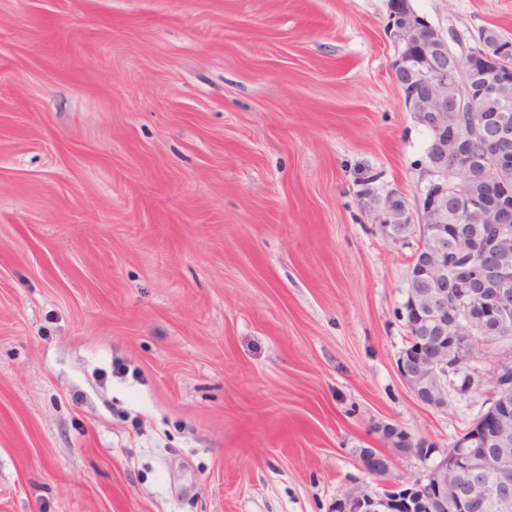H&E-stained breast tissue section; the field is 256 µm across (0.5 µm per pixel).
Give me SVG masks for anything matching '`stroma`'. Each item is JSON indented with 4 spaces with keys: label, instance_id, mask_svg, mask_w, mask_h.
Masks as SVG:
<instances>
[{
    "label": "stroma",
    "instance_id": "stroma-1",
    "mask_svg": "<svg viewBox=\"0 0 512 512\" xmlns=\"http://www.w3.org/2000/svg\"><path fill=\"white\" fill-rule=\"evenodd\" d=\"M512 38V0H410ZM387 0H0V512H331L490 406L397 370L428 133ZM369 198V207L384 233L394 240L403 238L415 219V213L408 207L405 198L397 192L385 198Z\"/></svg>",
    "mask_w": 512,
    "mask_h": 512
}]
</instances>
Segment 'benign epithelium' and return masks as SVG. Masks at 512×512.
Returning a JSON list of instances; mask_svg holds the SVG:
<instances>
[{
	"label": "benign epithelium",
	"mask_w": 512,
	"mask_h": 512,
	"mask_svg": "<svg viewBox=\"0 0 512 512\" xmlns=\"http://www.w3.org/2000/svg\"><path fill=\"white\" fill-rule=\"evenodd\" d=\"M387 29L396 51L392 76L408 111L433 133L425 176L416 187V210L392 192L369 207L386 235L403 238L415 218L429 241L415 256L405 303L408 341L398 371L414 396L434 409L448 407V379L463 376L466 394L476 386L465 358L448 354L459 341L491 344L512 334L508 278L489 275L478 261L492 252L500 268L512 267V41L494 33L477 49L448 50L444 35L405 0L390 4ZM478 136L482 151L472 155ZM456 165L448 169V156ZM463 191L481 224L476 235L448 238V196ZM457 262L448 280V265ZM393 446L427 463L412 481L387 478L389 458L368 449L364 467L381 478L336 498L332 512H512V421L477 419L440 458L436 446L404 431L386 429ZM505 448L493 456L488 446Z\"/></svg>",
	"instance_id": "1"
}]
</instances>
